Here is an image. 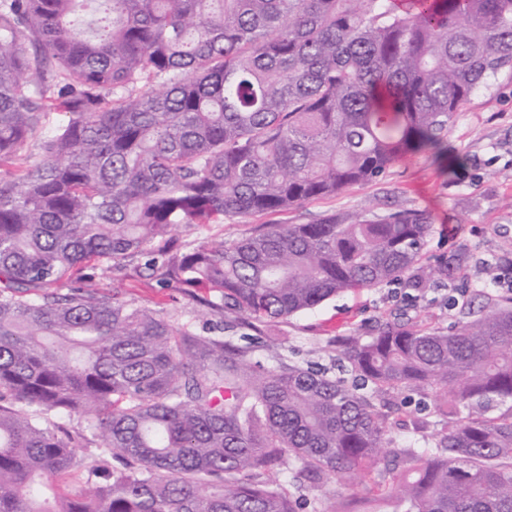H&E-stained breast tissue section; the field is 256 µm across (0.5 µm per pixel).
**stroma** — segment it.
<instances>
[{
  "label": "stroma",
  "mask_w": 512,
  "mask_h": 512,
  "mask_svg": "<svg viewBox=\"0 0 512 512\" xmlns=\"http://www.w3.org/2000/svg\"><path fill=\"white\" fill-rule=\"evenodd\" d=\"M450 155L460 162L424 151L396 163L381 178L335 196L313 200L282 213H268L221 224L179 227V243L218 242L253 234L267 224H311L328 215L355 217L398 210L423 212L432 226L426 259L434 264L464 253L468 262L455 279L409 287L405 280L368 290L345 291L312 311L253 333L244 343L256 347L265 366L278 359L301 366L330 365L340 340L371 335L376 324L397 317L450 327L462 321L463 296L478 288L512 293V68L501 70L456 112L445 136ZM136 257L103 280L105 292L136 298L143 306L179 315L196 329L210 328L219 314L201 305L187 290L160 284ZM502 279L490 283L485 265Z\"/></svg>",
  "instance_id": "stroma-1"
}]
</instances>
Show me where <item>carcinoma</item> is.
<instances>
[{
    "label": "carcinoma",
    "instance_id": "1",
    "mask_svg": "<svg viewBox=\"0 0 512 512\" xmlns=\"http://www.w3.org/2000/svg\"><path fill=\"white\" fill-rule=\"evenodd\" d=\"M506 67L512 0H0V512H512V405L485 415L512 402L511 297L478 294L451 331L349 337L357 388L93 287L142 256L268 328L411 271L422 287L417 210L169 239L444 153ZM52 108L66 124L16 164ZM404 390L434 438L393 435ZM72 416L87 433L50 423ZM92 438L115 464L76 485ZM383 460L362 501L301 494Z\"/></svg>",
    "mask_w": 512,
    "mask_h": 512
}]
</instances>
